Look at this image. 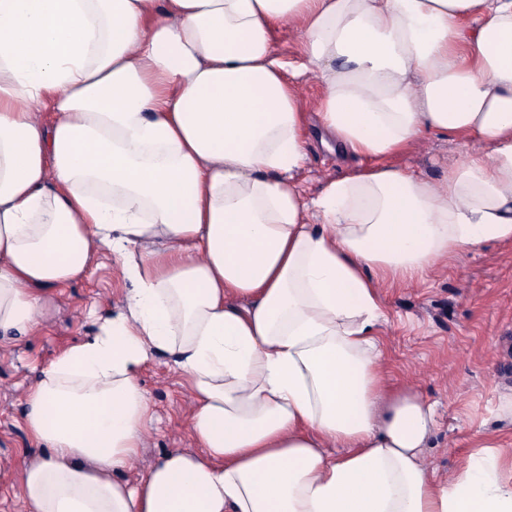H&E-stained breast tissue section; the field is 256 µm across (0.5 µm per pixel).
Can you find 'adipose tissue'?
<instances>
[{"mask_svg":"<svg viewBox=\"0 0 512 512\" xmlns=\"http://www.w3.org/2000/svg\"><path fill=\"white\" fill-rule=\"evenodd\" d=\"M287 26L353 162L309 199ZM429 134L465 152L437 181L395 163ZM485 242L512 244V0H0V351L100 250L129 283L26 393L21 512H512L494 445L430 471L435 406L380 338L383 284ZM157 353L196 449L132 483Z\"/></svg>","mask_w":512,"mask_h":512,"instance_id":"obj_1","label":"adipose tissue"}]
</instances>
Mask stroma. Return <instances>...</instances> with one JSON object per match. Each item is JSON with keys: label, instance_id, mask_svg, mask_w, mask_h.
<instances>
[{"label": "stroma", "instance_id": "stroma-1", "mask_svg": "<svg viewBox=\"0 0 512 512\" xmlns=\"http://www.w3.org/2000/svg\"><path fill=\"white\" fill-rule=\"evenodd\" d=\"M462 157L456 142L427 136L397 163L435 180ZM343 165L311 137L300 175L303 196L315 195ZM126 288L115 258L102 251L82 278L52 291L38 335L0 352V467H15L29 449L22 418L29 386L60 351L95 332L88 309L98 306L103 316L117 311ZM380 297L386 315L381 338L394 381L415 383L438 405L439 428L425 451L431 467L459 469L488 433L502 456L512 458V419L498 415L500 398L512 394V246H473L464 262L437 268L423 282L382 289ZM140 380L154 421L134 463L138 473L167 451L193 447L192 401L172 358L157 356Z\"/></svg>", "mask_w": 512, "mask_h": 512}]
</instances>
